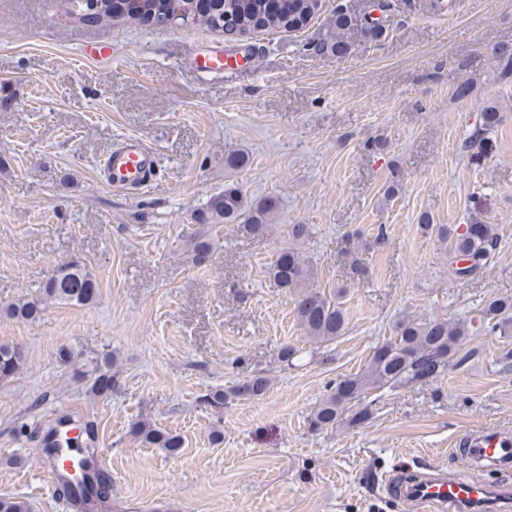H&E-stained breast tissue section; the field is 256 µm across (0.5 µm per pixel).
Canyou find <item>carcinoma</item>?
I'll list each match as a JSON object with an SVG mask.
<instances>
[{
	"mask_svg": "<svg viewBox=\"0 0 512 512\" xmlns=\"http://www.w3.org/2000/svg\"><path fill=\"white\" fill-rule=\"evenodd\" d=\"M125 0H61L64 14L78 21L92 14L97 20L133 19V10L144 13L162 12L182 14L193 24L219 30L228 18L237 28L252 34L258 30L277 31L297 28L304 17H313L318 6L315 0H218L205 13L196 11V0H138L135 9L123 7ZM499 75L512 76V51L494 52ZM500 113L493 107L482 112V122L466 138L465 147L482 144L500 122ZM250 157L239 150L224 151V170L241 171L248 167ZM278 212V201L271 197L250 200L242 187L233 182L224 184V192L215 196L206 207L191 214L198 230L185 240L192 263L208 266L213 252L210 228L218 224H232L244 237L262 240L270 236ZM420 227L426 234H434L445 243L451 275L464 281L481 273L495 258L498 236L493 224H435L432 219L420 217ZM469 266L461 269L459 262ZM273 285L293 298L296 319L307 339L324 345L342 336L347 328L345 311L341 306L343 290L322 289L316 281L313 264L301 252L288 247L277 253L267 269ZM96 275L78 261L56 269L45 281L41 295L19 299L3 309L9 318L35 321L49 303L83 306L98 296ZM483 319L488 332L503 338L512 336V298H493L483 307ZM395 336L375 347L365 369L346 376L326 390L310 416V427L323 430L352 416L349 422L362 423L371 415V404L364 403L367 392L388 388L394 390L412 383L436 379L451 365L460 362L457 355L469 329L464 320L412 318L397 322ZM25 350L17 344H0V382H8L25 366ZM114 358L105 351L84 359L80 373L92 379L91 392L107 396L117 384L112 373ZM271 378L255 374L227 389L216 388L201 396V403L217 412L224 411L234 401L254 399L264 395ZM135 441L142 447L159 448L168 455L183 448L178 434L162 431L143 420L131 429ZM75 503V512H82L84 501H95L100 512L110 508L112 476L98 469H89L79 480L66 484Z\"/></svg>",
	"mask_w": 512,
	"mask_h": 512,
	"instance_id": "cac0c4a2",
	"label": "carcinoma"
}]
</instances>
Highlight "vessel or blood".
<instances>
[{"label":"vessel or blood","instance_id":"obj_1","mask_svg":"<svg viewBox=\"0 0 512 512\" xmlns=\"http://www.w3.org/2000/svg\"><path fill=\"white\" fill-rule=\"evenodd\" d=\"M230 52L220 50L195 57L197 68L204 73L231 71ZM102 170L106 184L115 191L126 192L148 188L158 170L155 153L139 138L123 137L104 158ZM57 437L62 445L55 449L54 464L45 466L44 473L51 489H58L71 477L87 455L73 424L58 425ZM454 453L468 467H512V430L480 428L461 435L454 443ZM383 488L397 496L409 512H464L465 507L480 498L484 488L476 482H463L448 475L446 470L429 467L411 481L401 474L383 478Z\"/></svg>","mask_w":512,"mask_h":512}]
</instances>
